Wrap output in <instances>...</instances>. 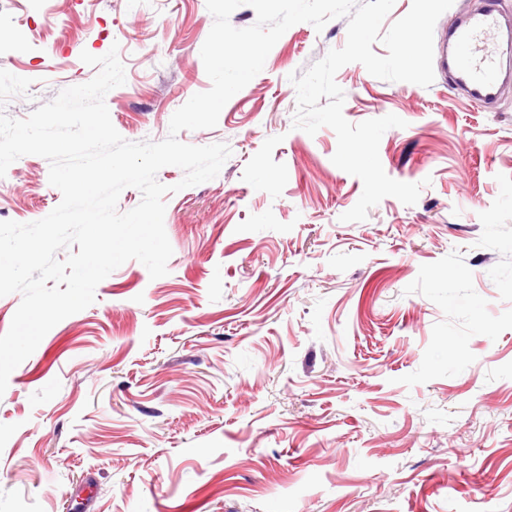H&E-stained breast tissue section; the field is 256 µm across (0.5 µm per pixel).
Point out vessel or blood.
Segmentation results:
<instances>
[{
  "instance_id": "vessel-or-blood-1",
  "label": "vessel or blood",
  "mask_w": 512,
  "mask_h": 512,
  "mask_svg": "<svg viewBox=\"0 0 512 512\" xmlns=\"http://www.w3.org/2000/svg\"><path fill=\"white\" fill-rule=\"evenodd\" d=\"M453 84L480 104L495 103L505 81L502 14L489 0L463 15L448 31Z\"/></svg>"
}]
</instances>
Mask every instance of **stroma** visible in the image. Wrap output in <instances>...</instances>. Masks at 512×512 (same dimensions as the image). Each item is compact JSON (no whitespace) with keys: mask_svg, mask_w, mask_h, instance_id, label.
I'll use <instances>...</instances> for the list:
<instances>
[{"mask_svg":"<svg viewBox=\"0 0 512 512\" xmlns=\"http://www.w3.org/2000/svg\"><path fill=\"white\" fill-rule=\"evenodd\" d=\"M206 0H0V112L26 118L118 47L105 103L126 140L160 141L210 89ZM347 21L290 27L216 127L219 175L167 195V275L130 260L55 325L0 396V512H512V81L483 108L430 87L336 81L343 115L394 114L385 173L422 183L342 221L361 180L335 132L292 126L301 73ZM0 221L61 201L49 163L15 161Z\"/></svg>","mask_w":512,"mask_h":512,"instance_id":"stroma-1","label":"stroma"}]
</instances>
